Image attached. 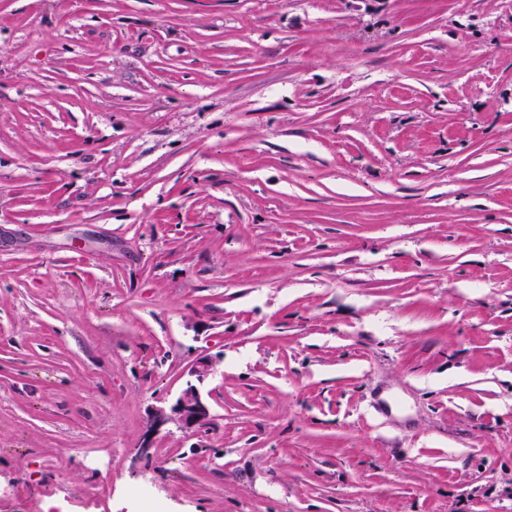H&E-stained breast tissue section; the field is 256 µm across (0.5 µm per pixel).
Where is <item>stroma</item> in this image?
Here are the masks:
<instances>
[{
    "label": "stroma",
    "instance_id": "stroma-1",
    "mask_svg": "<svg viewBox=\"0 0 512 512\" xmlns=\"http://www.w3.org/2000/svg\"><path fill=\"white\" fill-rule=\"evenodd\" d=\"M146 485L512 512V0H0V512ZM156 426L174 421L189 436H200L210 430L212 413L198 387L187 382L186 387L167 406L156 410Z\"/></svg>",
    "mask_w": 512,
    "mask_h": 512
}]
</instances>
